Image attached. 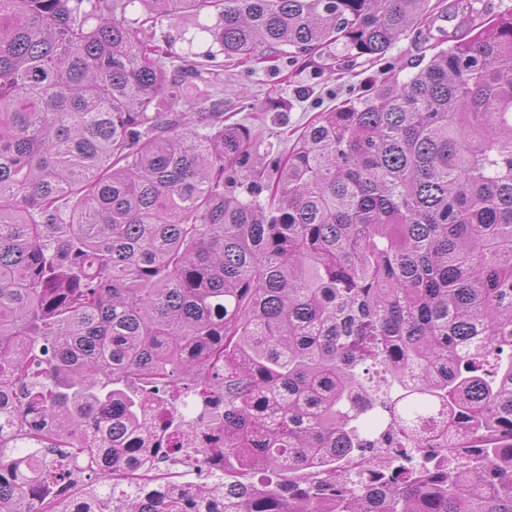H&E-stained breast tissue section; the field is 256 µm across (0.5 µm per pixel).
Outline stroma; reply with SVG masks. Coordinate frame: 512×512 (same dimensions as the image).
Returning a JSON list of instances; mask_svg holds the SVG:
<instances>
[{
    "label": "stroma",
    "instance_id": "1",
    "mask_svg": "<svg viewBox=\"0 0 512 512\" xmlns=\"http://www.w3.org/2000/svg\"><path fill=\"white\" fill-rule=\"evenodd\" d=\"M470 9L458 8L456 0H430L428 21L398 38L381 58L340 62L324 70L282 64L280 70L228 68L217 81L224 89V113L250 125L271 153L288 151L316 113L359 97L373 83L386 79L404 81L416 72L420 59L431 57L443 34L466 37L489 20L512 13V0H470ZM253 110H242L243 98Z\"/></svg>",
    "mask_w": 512,
    "mask_h": 512
}]
</instances>
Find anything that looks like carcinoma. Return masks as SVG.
I'll return each instance as SVG.
<instances>
[{
    "mask_svg": "<svg viewBox=\"0 0 512 512\" xmlns=\"http://www.w3.org/2000/svg\"><path fill=\"white\" fill-rule=\"evenodd\" d=\"M429 2L0 0V512H512V14L281 155L203 76L376 58ZM181 393L222 400L185 493L146 421ZM367 395L446 448L346 472ZM195 27L192 20L164 21L162 31L168 35L174 56L191 55V51L203 52L209 48L210 42L200 37Z\"/></svg>",
    "mask_w": 512,
    "mask_h": 512,
    "instance_id": "cac0c4a2",
    "label": "carcinoma"
}]
</instances>
